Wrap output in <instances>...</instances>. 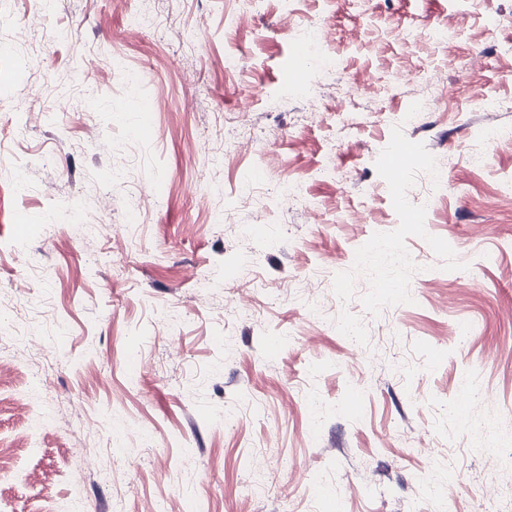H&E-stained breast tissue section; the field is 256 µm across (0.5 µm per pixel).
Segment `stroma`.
Here are the masks:
<instances>
[{
	"label": "stroma",
	"mask_w": 512,
	"mask_h": 512,
	"mask_svg": "<svg viewBox=\"0 0 512 512\" xmlns=\"http://www.w3.org/2000/svg\"><path fill=\"white\" fill-rule=\"evenodd\" d=\"M296 8L0 0V183L30 180L0 206V336L18 339L0 445L29 444L0 512H512V206L495 195L512 151L479 135L512 130V25L486 31L481 0ZM135 12L155 28L119 39ZM450 20L446 47L394 36ZM313 23L329 44L293 58ZM398 71L470 94L404 129ZM366 74L368 111H337L339 84ZM138 98L159 103L143 121ZM400 139L417 150L407 193L444 173L423 232L385 186ZM291 176L297 200L278 193ZM32 352L56 362L35 390ZM478 385L488 401L458 414Z\"/></svg>",
	"instance_id": "obj_1"
}]
</instances>
